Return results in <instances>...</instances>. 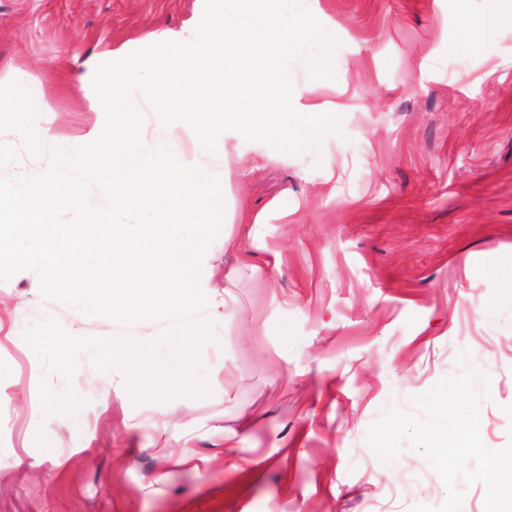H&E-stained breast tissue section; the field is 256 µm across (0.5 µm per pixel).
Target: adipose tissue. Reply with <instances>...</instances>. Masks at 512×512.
<instances>
[{"label": "adipose tissue", "mask_w": 512, "mask_h": 512, "mask_svg": "<svg viewBox=\"0 0 512 512\" xmlns=\"http://www.w3.org/2000/svg\"><path fill=\"white\" fill-rule=\"evenodd\" d=\"M200 62L198 46L183 49L176 106L153 116V138L149 141L137 133L142 116L139 103L154 97L157 86L146 81L134 63L127 62L113 69L106 92L93 107L108 112L120 103L126 105L127 110L117 119L118 143L97 161H89L85 147L79 143L55 139L36 124L27 128L37 145L50 146L54 153V165L45 178L47 189L59 193L92 175L104 195L115 199H149L155 223L166 227L162 240L165 265L177 274L181 285L187 284L195 252L202 245L201 226L212 223L220 214L224 184L229 179L228 174H217L209 163L210 158L222 152L215 134L209 130H201L196 136L195 152L200 157L199 162L190 164L167 153V144L189 109L197 110L206 104L200 84L189 80ZM134 85L140 89L136 98L129 94ZM204 199L209 200V207L199 208V201ZM241 220L249 224L250 231L246 239L228 237L224 240L225 253L235 258L224 275L225 282H233L243 268L249 269L256 279H271L279 271V264L260 263L255 259L257 250L264 247L260 218L245 212Z\"/></svg>", "instance_id": "obj_1"}]
</instances>
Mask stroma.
<instances>
[{
  "label": "stroma",
  "instance_id": "35a3bbf8",
  "mask_svg": "<svg viewBox=\"0 0 512 512\" xmlns=\"http://www.w3.org/2000/svg\"><path fill=\"white\" fill-rule=\"evenodd\" d=\"M340 41L331 79L297 63L292 103L342 131L294 156L224 132V220L208 225L195 283L224 298V235L261 214L280 274L242 272L237 304L200 350L202 397L134 402L121 370L78 357L47 375L23 338L56 318L118 333L44 298L37 274L0 282V512H410L446 488L410 446L366 442L391 408L461 374L490 378L480 435L512 442V0H307ZM204 0H0V101L39 86L40 124L94 141L113 117L82 82L103 62L187 41ZM477 33L461 35L462 25ZM83 406L45 415L39 381ZM243 439L244 451L225 447Z\"/></svg>",
  "mask_w": 512,
  "mask_h": 512
}]
</instances>
